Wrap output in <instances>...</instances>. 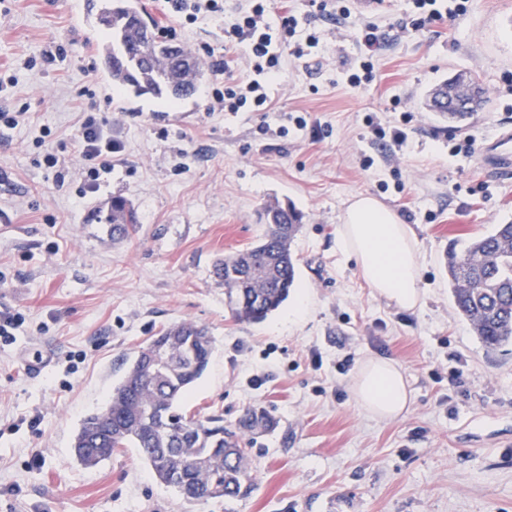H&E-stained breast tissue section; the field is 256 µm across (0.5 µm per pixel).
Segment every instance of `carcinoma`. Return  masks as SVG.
I'll use <instances>...</instances> for the list:
<instances>
[{
    "label": "carcinoma",
    "instance_id": "1",
    "mask_svg": "<svg viewBox=\"0 0 512 512\" xmlns=\"http://www.w3.org/2000/svg\"><path fill=\"white\" fill-rule=\"evenodd\" d=\"M131 0H100L97 22L106 43L105 63L112 65V82L135 96L182 99L180 82L199 85L206 65L180 46L151 34L133 52L137 33L147 28ZM467 82L473 106L468 111H441L460 121L477 111L483 88L473 77L458 76L435 90ZM107 222L112 239L135 232L136 211L112 197ZM263 234L251 246L216 261L213 275L224 286V304L240 322L261 323L278 310L293 288L297 259L292 242L303 214L271 201L263 207ZM448 288L456 314L469 323L483 346L494 351L512 345V222L494 224L483 234L452 244L446 254ZM214 349L208 331L189 321L165 328L131 360L112 389L106 406L87 415L74 439L77 460L95 466L122 448H134L153 475L193 505L213 499H236L251 487L248 445L252 435L274 426L263 411L246 408L226 427L224 419L205 420L179 410L180 401L206 371ZM160 350L164 363L151 368L147 355Z\"/></svg>",
    "mask_w": 512,
    "mask_h": 512
}]
</instances>
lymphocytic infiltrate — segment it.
I'll use <instances>...</instances> for the list:
<instances>
[{"label": "lymphocytic infiltrate", "mask_w": 512, "mask_h": 512, "mask_svg": "<svg viewBox=\"0 0 512 512\" xmlns=\"http://www.w3.org/2000/svg\"><path fill=\"white\" fill-rule=\"evenodd\" d=\"M168 9L180 24L196 23L199 17L224 20V67L233 69L238 61H246L255 73L253 79L224 88H207L211 106L227 112H264L270 98L266 83L276 77L283 65L285 47H292L295 57L303 49L319 43V29L309 26L299 31L293 10L271 12L265 0H238L232 11H225L224 0H167ZM466 11V0H413V10L406 21L398 23V36L412 35L429 24L459 16ZM383 44L376 21L363 20L356 31L359 70L349 81L358 86L371 82L374 60ZM75 144L86 161L83 193L95 192L101 174L111 172L112 155L118 146L112 130L95 116H87L75 135Z\"/></svg>", "instance_id": "obj_1"}]
</instances>
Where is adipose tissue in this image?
Masks as SVG:
<instances>
[{"label": "adipose tissue", "mask_w": 512, "mask_h": 512, "mask_svg": "<svg viewBox=\"0 0 512 512\" xmlns=\"http://www.w3.org/2000/svg\"><path fill=\"white\" fill-rule=\"evenodd\" d=\"M336 247L353 258L373 293L396 307H420L424 256L412 227L368 195L355 196L338 227ZM355 402L373 419L392 421L405 415L411 392L401 365L391 359L366 357L350 386Z\"/></svg>", "instance_id": "adipose-tissue-1"}]
</instances>
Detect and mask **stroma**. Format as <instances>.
<instances>
[{
	"mask_svg": "<svg viewBox=\"0 0 512 512\" xmlns=\"http://www.w3.org/2000/svg\"><path fill=\"white\" fill-rule=\"evenodd\" d=\"M145 2L176 43L208 46V80L220 81L222 23L180 26L165 0ZM88 3L9 0L0 13V66L14 76L0 109L24 115L0 130V312L24 319L0 341V512H512V351H486L454 313L445 267L451 241L512 220V179L483 165L512 124V0H469L464 15L389 40L361 87L348 80L357 25L370 14L385 28L405 20L409 0L319 19V45L308 62L286 57L267 112L213 111L203 96L174 106L108 85ZM58 43L66 58L41 63ZM459 73L478 77L487 103L464 122L441 121L427 96ZM92 105L120 149L83 197L72 138ZM405 110L403 150L374 138L367 117L395 126ZM296 116L305 128L290 125ZM281 125L287 135H274ZM467 137L472 153H453ZM49 150L65 159L64 180L44 166ZM359 194L415 230L421 309L377 298L337 250ZM116 196L139 218L121 242L106 221ZM274 200L305 215L292 248L308 305L296 315L289 300L264 322H238L212 266L262 233L257 213ZM183 320L215 340L183 408L230 424L256 407L278 423L252 439V488L239 499L188 506L133 448L92 468L72 455L81 421L139 348ZM370 355L396 360L412 392L389 423L350 394Z\"/></svg>",
	"mask_w": 512,
	"mask_h": 512,
	"instance_id": "1",
	"label": "stroma"
}]
</instances>
